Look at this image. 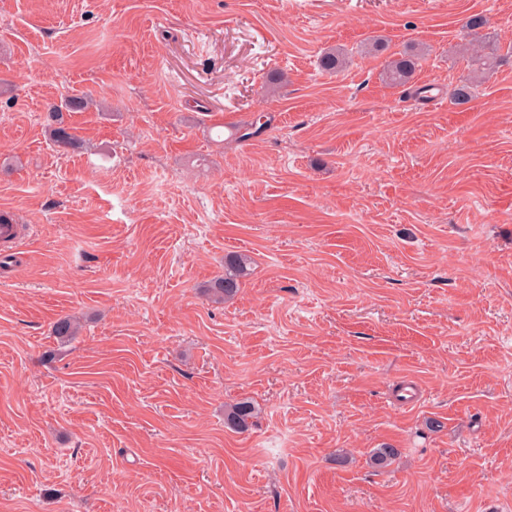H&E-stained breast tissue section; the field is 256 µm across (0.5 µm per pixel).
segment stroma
<instances>
[{
  "instance_id": "obj_1",
  "label": "stroma",
  "mask_w": 512,
  "mask_h": 512,
  "mask_svg": "<svg viewBox=\"0 0 512 512\" xmlns=\"http://www.w3.org/2000/svg\"><path fill=\"white\" fill-rule=\"evenodd\" d=\"M1 212L0 512H512V0H0ZM476 51L475 58L477 68L474 70V75L466 79H461L453 89L452 97L454 103L462 105L468 103L472 98L473 86L476 81L477 75L475 73L484 70L493 69L500 63V59L494 55H481ZM419 54L404 52L400 58L389 63L384 77L393 86H405L419 66ZM88 103L85 95H73L68 97L62 105L54 106L48 113L49 136L59 151L68 152L78 143V139L71 132V128L66 127L60 118L62 108H65L67 111L81 112L88 107ZM251 258L245 254L231 255L224 259V276L217 277L207 285V291L214 302L222 303L236 295L240 278L247 274ZM258 416V408L249 398L241 399L225 410L224 422L226 426L236 432L248 431Z\"/></svg>"
}]
</instances>
